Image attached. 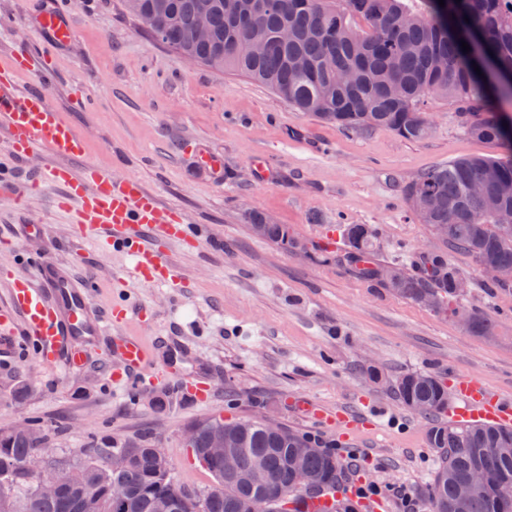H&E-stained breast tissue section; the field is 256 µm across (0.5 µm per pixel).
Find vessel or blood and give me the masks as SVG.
Masks as SVG:
<instances>
[{
  "mask_svg": "<svg viewBox=\"0 0 512 512\" xmlns=\"http://www.w3.org/2000/svg\"><path fill=\"white\" fill-rule=\"evenodd\" d=\"M48 65L46 55L24 49L0 60V132L7 134L11 158L26 163L41 153L49 156V163L34 167L30 190L38 192L49 182L59 188L60 200L77 202L67 248L95 237L100 246L132 256L135 272L145 282L174 285L168 249L189 243V225L178 222L175 211H162L136 178L116 182L90 166L78 172L71 168V161L86 155L84 137L52 106L46 88L23 90L16 82L22 71L49 78ZM127 316L119 306L104 314L91 310L87 287L72 269L42 261L33 276L11 280L8 297L0 303V343L33 337L44 365L76 372L88 362L87 344L109 337L119 364L114 382L128 386L153 354L139 339L119 335ZM456 391L452 421L512 426V399L496 396L464 376L457 377Z\"/></svg>",
  "mask_w": 512,
  "mask_h": 512,
  "instance_id": "vessel-or-blood-1",
  "label": "vessel or blood"
}]
</instances>
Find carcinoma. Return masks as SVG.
<instances>
[{
    "label": "carcinoma",
    "instance_id": "1",
    "mask_svg": "<svg viewBox=\"0 0 512 512\" xmlns=\"http://www.w3.org/2000/svg\"><path fill=\"white\" fill-rule=\"evenodd\" d=\"M413 9L405 0H125L135 18L152 15L167 30L163 44L181 55H192L218 70L229 69L272 89L293 108L327 123L357 131L370 116L374 127L404 139L425 136V116L419 105L428 95L450 99L468 133L478 139L501 140L507 129L504 106L512 102V0H421ZM206 12L212 32L207 42L189 41L184 33L199 13ZM452 13L469 19L477 49L465 53L454 28L445 23ZM363 20L364 25L357 24ZM293 39L280 44L279 30ZM491 63L476 73L481 60ZM512 182V158H463L422 173L406 189L411 206L427 205V221L435 232L477 264L494 263L512 270V229L500 227L512 213V200L493 206L488 197L470 194V185ZM351 258L363 278L380 282L385 264L371 257L377 238L367 224L343 230ZM260 238L291 250L300 241L288 225L268 224ZM415 269L401 272L400 296L421 302L438 297L437 312L457 317L454 280L458 270L438 254L410 257ZM394 393L413 412L430 418L448 409V390L434 376L408 372L394 380ZM205 419L192 426L186 442L195 459L214 476V484L197 491L176 483L172 462L158 455L148 441L112 447V441L91 438L83 462L72 465L54 458L60 483L53 495L40 492L37 479L23 462L49 448L45 426L31 423L32 432L0 429V512H80L79 502L95 494L102 512H157L156 503L170 501L172 512H195L194 499H205V512H257L262 504L288 497V512H310L315 496L293 490L292 457L313 475L316 491L336 488L342 464L328 451L304 453L315 441L286 427L275 432L258 420L224 421V438L237 449L235 475L224 474V461L205 453L211 426ZM512 441V429L455 424L437 420L428 429L437 467L427 490L429 512H512V453L496 449ZM121 451L127 466L112 471L110 458ZM267 458L269 481L255 483V456ZM480 467L490 476L487 487L467 496L460 488Z\"/></svg>",
    "mask_w": 512,
    "mask_h": 512
}]
</instances>
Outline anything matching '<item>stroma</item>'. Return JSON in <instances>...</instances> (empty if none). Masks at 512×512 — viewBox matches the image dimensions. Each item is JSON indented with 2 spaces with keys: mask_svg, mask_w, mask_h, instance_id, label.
<instances>
[{
  "mask_svg": "<svg viewBox=\"0 0 512 512\" xmlns=\"http://www.w3.org/2000/svg\"><path fill=\"white\" fill-rule=\"evenodd\" d=\"M49 11L70 26L68 41L43 26ZM16 48L51 58V102L88 143L74 171L90 162L118 180L137 176L163 208L206 234L193 249L171 248L177 288L140 282L129 254L91 240L65 252L71 224L55 205L57 189L44 186L16 209L27 169L0 135L8 176L0 182V270L33 275V255L71 265L92 285V309L128 306L125 334L155 358H172L208 399L194 401L156 375L131 389L113 385L104 344L74 373L43 366L33 346L0 345V428L42 421L54 454L76 464L94 433L118 446L146 437L171 458L179 484L205 489L213 477L184 446L191 424L268 421L335 443L348 497L376 485L377 512H406L401 488L426 506L436 460L428 421L402 405L391 383L424 371L449 386L465 374L512 397V285L489 287L469 255L418 221L406 187L453 160L511 157L512 142L468 135L455 105L435 95L422 105L431 129L418 140L323 124L243 75L188 63L126 14L123 0H0V54ZM201 153L223 157L221 170L200 167ZM250 210L288 225L308 253L255 237ZM26 224L46 225V236L23 239ZM348 224L378 228L383 264L447 255L467 279V315L487 319L489 333L361 277L344 254ZM329 233L336 257L314 260ZM370 368L379 381L366 378Z\"/></svg>",
  "mask_w": 512,
  "mask_h": 512,
  "instance_id": "1",
  "label": "stroma"
}]
</instances>
